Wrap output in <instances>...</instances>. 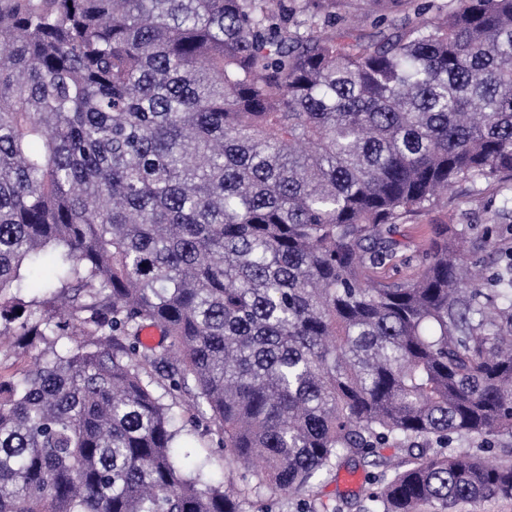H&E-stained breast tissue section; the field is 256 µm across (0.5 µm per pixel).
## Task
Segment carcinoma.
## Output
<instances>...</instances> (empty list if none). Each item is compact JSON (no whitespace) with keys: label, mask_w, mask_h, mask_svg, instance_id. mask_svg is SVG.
Here are the masks:
<instances>
[{"label":"carcinoma","mask_w":512,"mask_h":512,"mask_svg":"<svg viewBox=\"0 0 512 512\" xmlns=\"http://www.w3.org/2000/svg\"><path fill=\"white\" fill-rule=\"evenodd\" d=\"M483 179L512 184V0H0V349L31 358L0 377V512H243L223 484L349 461L383 467L358 512L512 500L474 451L512 447V253L477 280L434 224L374 275ZM47 253L45 317L19 291ZM203 419L200 422L199 432H205L210 429L208 435L204 438V444H199L195 440L197 437H187L186 441L192 443L195 448H183L189 452L188 457L181 456L182 464L187 470L195 469L202 463H207L210 470L216 471V478H220L221 470L224 469V449L219 447L220 435L215 427ZM202 446V447H201ZM204 447V448H203Z\"/></svg>","instance_id":"cac0c4a2"}]
</instances>
